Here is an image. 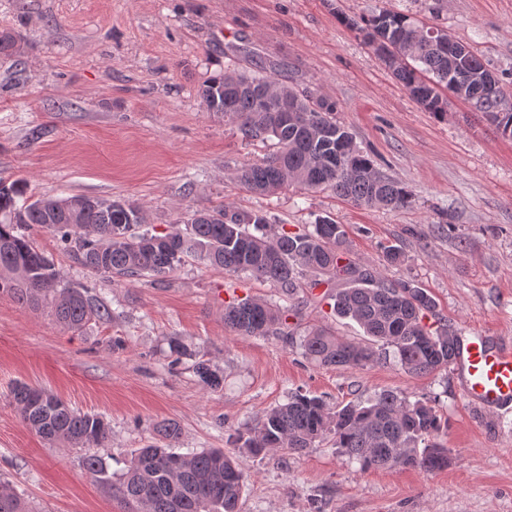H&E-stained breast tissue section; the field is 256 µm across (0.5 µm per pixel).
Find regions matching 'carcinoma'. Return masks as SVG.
Here are the masks:
<instances>
[{
    "label": "carcinoma",
    "mask_w": 512,
    "mask_h": 512,
    "mask_svg": "<svg viewBox=\"0 0 512 512\" xmlns=\"http://www.w3.org/2000/svg\"><path fill=\"white\" fill-rule=\"evenodd\" d=\"M364 40L393 69L395 77L423 108L446 111V92L470 103L501 134L512 135V93L468 44L446 35L448 46L429 35L412 16L381 9L351 21ZM210 111L222 112L249 141H276V151L246 163L238 179L252 192L268 195L286 188L331 189L358 207L400 209L411 204L401 184L375 169L335 108L311 95L279 85L266 69H235L210 80L201 90ZM0 190V295L20 304L51 308L56 320L73 331L92 320H107L110 310L79 288L60 286L52 259L24 233L36 224L57 236L63 250L89 271L108 278H149L161 284L193 260L280 286L286 304L248 296L224 306V324L240 336H273L299 343L303 354L322 367L364 368L393 357L414 376L446 370L457 335L437 317L435 299L411 281L390 280L363 267L345 251V226L324 217L313 230L292 232L275 226L261 212L225 208L194 212L185 228L165 234L139 232L141 206L129 200L78 196L29 200L28 183L16 179ZM345 287L329 296L331 314L355 320L367 339H341L325 325L298 337L289 319L304 295L325 281ZM201 383L214 390L222 376L205 360L193 364ZM12 398L22 423L48 442L83 451V470L111 490L123 512H241L244 474L238 458L222 448L183 453L174 423L157 429L161 443L131 453L126 469L115 474L96 449L109 439L105 420L72 409L58 396L26 383ZM448 429L434 405L410 401L382 390L366 401L331 405L295 391L284 404L267 410L255 424L237 431L230 443L252 456L279 450L300 454L329 440L363 469L417 468L433 472L448 466V449L438 442ZM0 512H28L16 488L0 481Z\"/></svg>",
    "instance_id": "obj_1"
}]
</instances>
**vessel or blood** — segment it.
Here are the masks:
<instances>
[{
    "label": "vessel or blood",
    "mask_w": 512,
    "mask_h": 512,
    "mask_svg": "<svg viewBox=\"0 0 512 512\" xmlns=\"http://www.w3.org/2000/svg\"><path fill=\"white\" fill-rule=\"evenodd\" d=\"M454 369L464 399L493 414L512 409V342L474 330L458 342Z\"/></svg>",
    "instance_id": "obj_1"
}]
</instances>
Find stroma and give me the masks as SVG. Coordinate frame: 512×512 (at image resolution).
Segmentation results:
<instances>
[{
    "label": "stroma",
    "mask_w": 512,
    "mask_h": 512,
    "mask_svg": "<svg viewBox=\"0 0 512 512\" xmlns=\"http://www.w3.org/2000/svg\"><path fill=\"white\" fill-rule=\"evenodd\" d=\"M384 7L445 29L512 88V0H0V34L16 39L0 52V179H26L37 197L136 200L153 234L217 206L260 210L291 230L328 216L345 225L352 257L427 289L448 325L512 339V137L457 98L437 115L411 97L348 24ZM260 64L296 92L335 104L337 122L411 192V205L244 188L239 168L275 145L242 139L199 89L226 67ZM28 234L63 286L88 287L112 313L74 332L48 308L0 295V480L42 512L122 508L84 476L79 449L48 444L22 424L11 397L20 382L102 416L111 433L98 453L113 472L157 441L164 422L179 426L181 448H223L297 390L332 404L400 391L447 418V467L361 471L328 441L300 455L243 454L242 512H512V414L469 405L452 371L417 377L391 360L319 367L276 338L225 328V304L247 294L278 300L271 283L194 261L161 285L110 280L74 262L51 232ZM389 245L403 249L402 264H386ZM328 313L314 299L290 325L361 337L354 321ZM173 337L223 370L222 388L170 367Z\"/></svg>",
    "instance_id": "35a3bbf8"
}]
</instances>
